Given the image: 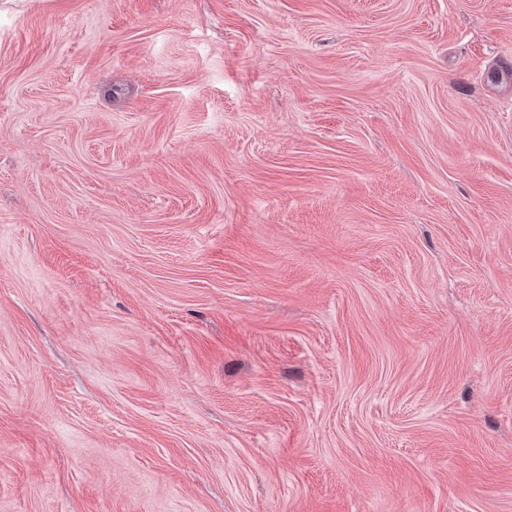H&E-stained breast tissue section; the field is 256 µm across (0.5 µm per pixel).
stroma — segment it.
Returning a JSON list of instances; mask_svg holds the SVG:
<instances>
[{
    "label": "stroma",
    "instance_id": "35a3bbf8",
    "mask_svg": "<svg viewBox=\"0 0 512 512\" xmlns=\"http://www.w3.org/2000/svg\"><path fill=\"white\" fill-rule=\"evenodd\" d=\"M0 512H512V0H0Z\"/></svg>",
    "mask_w": 512,
    "mask_h": 512
}]
</instances>
